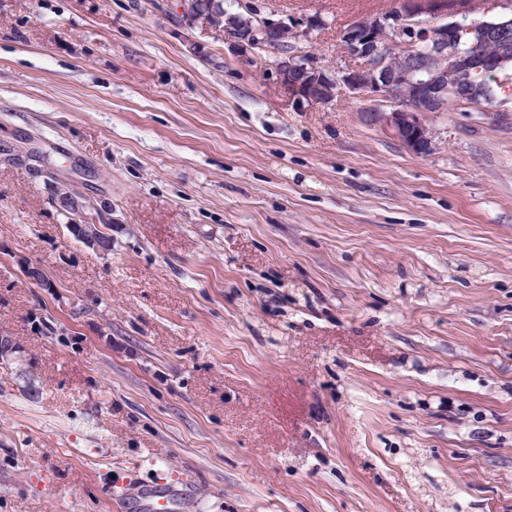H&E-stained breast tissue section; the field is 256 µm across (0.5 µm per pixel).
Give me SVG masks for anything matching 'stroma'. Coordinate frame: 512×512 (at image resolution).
<instances>
[{"label": "stroma", "instance_id": "obj_1", "mask_svg": "<svg viewBox=\"0 0 512 512\" xmlns=\"http://www.w3.org/2000/svg\"><path fill=\"white\" fill-rule=\"evenodd\" d=\"M254 2L332 67L394 0ZM364 106L177 0H0V512H512V81L424 156ZM145 498L147 503L144 505V508H134L130 506V502H128L125 508L126 512H170V510H172L167 491L161 487L146 492Z\"/></svg>", "mask_w": 512, "mask_h": 512}]
</instances>
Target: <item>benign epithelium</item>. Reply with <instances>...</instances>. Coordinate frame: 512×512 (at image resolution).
<instances>
[{
    "instance_id": "benign-epithelium-1",
    "label": "benign epithelium",
    "mask_w": 512,
    "mask_h": 512,
    "mask_svg": "<svg viewBox=\"0 0 512 512\" xmlns=\"http://www.w3.org/2000/svg\"><path fill=\"white\" fill-rule=\"evenodd\" d=\"M448 8L444 0H402L387 16L367 14L338 33L342 64L331 68L315 54L293 49L296 40L318 27L315 17L284 25L257 15L249 6L228 25L195 0H180L190 26L213 30L224 42L245 53L256 65V44L275 53L271 75L283 102L306 110L329 102L341 88L372 104L362 122L401 143L416 155L431 147L424 117L445 112L448 102L475 106L486 102L484 81L512 68V0H462ZM469 36L466 51L458 48ZM73 233L97 248L107 243L98 224H75ZM16 263L31 280L49 288L39 268L24 257Z\"/></svg>"
}]
</instances>
